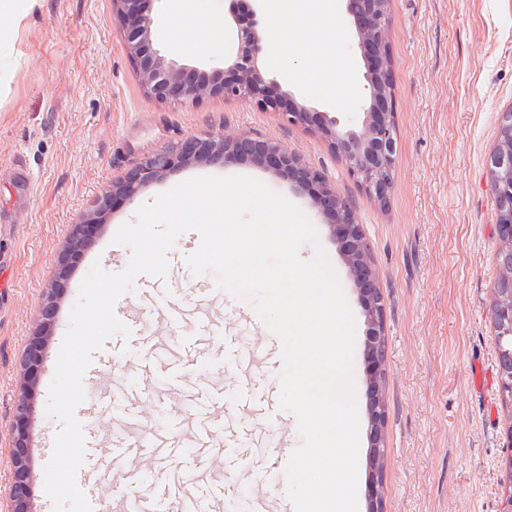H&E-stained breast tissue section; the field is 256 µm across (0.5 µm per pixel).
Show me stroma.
I'll return each instance as SVG.
<instances>
[{
    "label": "stroma",
    "instance_id": "stroma-1",
    "mask_svg": "<svg viewBox=\"0 0 512 512\" xmlns=\"http://www.w3.org/2000/svg\"><path fill=\"white\" fill-rule=\"evenodd\" d=\"M179 0H153L157 49L180 56L170 39ZM331 51L308 81L275 80L295 101L360 124L365 95L335 101L328 78L364 86L366 62L347 14ZM389 30L398 152L387 206L368 197L359 178L325 140L255 105L210 99L162 105L146 97L112 23L111 0H38L13 28L0 61V491L9 455L16 383L43 292L69 228L80 222L113 178L138 158L190 135L247 133L284 144L322 172L352 206L379 269L385 303L388 408L382 469L385 512H499L512 488V403L499 386L495 331L489 315L497 275V210L487 158L503 112L512 110V0H390ZM185 63L209 71L234 46L232 29L197 31ZM245 175L298 205L318 231L301 259L324 249L356 321L353 378L360 419L358 485L370 474V421L360 299L323 217L305 189L248 163L196 165L144 187L117 204L76 262L44 345L30 428L32 512H53L44 467L60 428L46 413L56 359L79 287L93 264L123 271L131 251L113 244L118 227L156 195L196 176ZM197 231L181 233L169 251L165 279L136 284L116 310L147 313L144 335H115L112 358L83 377L85 405H97L94 427H124L150 446L127 466L137 481L114 477L101 460L96 492L111 507L151 487L165 499L166 477H190L191 497L205 512H276L287 483L281 445L301 443L296 416L280 406L282 373L263 358L275 336L242 321L248 302L225 295L212 275H193L187 259ZM276 474V482L265 479Z\"/></svg>",
    "mask_w": 512,
    "mask_h": 512
}]
</instances>
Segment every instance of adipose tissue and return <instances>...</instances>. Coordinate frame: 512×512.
Listing matches in <instances>:
<instances>
[{
    "label": "adipose tissue",
    "instance_id": "obj_1",
    "mask_svg": "<svg viewBox=\"0 0 512 512\" xmlns=\"http://www.w3.org/2000/svg\"><path fill=\"white\" fill-rule=\"evenodd\" d=\"M288 0H265V9L269 18V37L265 49L266 64L276 71L292 70L298 80H305L313 65L326 52V44L317 39L320 31H332L336 28L337 13L335 0H306L300 14L304 30L312 32L310 39L301 52L289 56L288 45L283 32L288 18L286 7Z\"/></svg>",
    "mask_w": 512,
    "mask_h": 512
}]
</instances>
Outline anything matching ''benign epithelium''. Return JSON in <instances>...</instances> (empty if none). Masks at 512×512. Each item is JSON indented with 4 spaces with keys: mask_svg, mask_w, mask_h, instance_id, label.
Returning <instances> with one entry per match:
<instances>
[{
    "mask_svg": "<svg viewBox=\"0 0 512 512\" xmlns=\"http://www.w3.org/2000/svg\"><path fill=\"white\" fill-rule=\"evenodd\" d=\"M112 18L123 31V50L147 97L160 104L196 105L222 98L278 112L290 123L307 127L321 136L348 170L361 178L375 202L387 204L394 183L397 134L389 40V0H344L351 18L357 47L367 64L368 98L361 123L342 127L326 112H316L297 103L261 68L269 29L245 0H229L225 22L236 29V49L224 54V68L206 73L162 55L153 46V20L146 0H111ZM246 162L278 177L311 189L312 206L323 216L337 240L353 288L359 294L367 321L365 351L370 381L368 415L372 465L375 475L366 488L369 512H383L380 471L384 456L382 429L387 418L383 390L386 370L384 298L380 272L374 265L364 233L348 202L336 193L325 176L306 164L284 145L247 134L191 135L139 158L112 181L96 201L94 209L78 224L59 252L56 278L47 289L38 324L23 360L18 399L14 410L10 450L11 480L6 512H31L29 430L34 416V388L42 367V343L49 335L58 311L60 283L67 279L76 259L86 250L98 228L118 201H130L145 186L194 164ZM497 202L500 237L512 239V129L508 148L494 149L488 160ZM490 317L496 331L498 373L503 395L512 396V301H492Z\"/></svg>",
    "mask_w": 512,
    "mask_h": 512,
    "instance_id": "benign-epithelium-1",
    "label": "benign epithelium"
}]
</instances>
